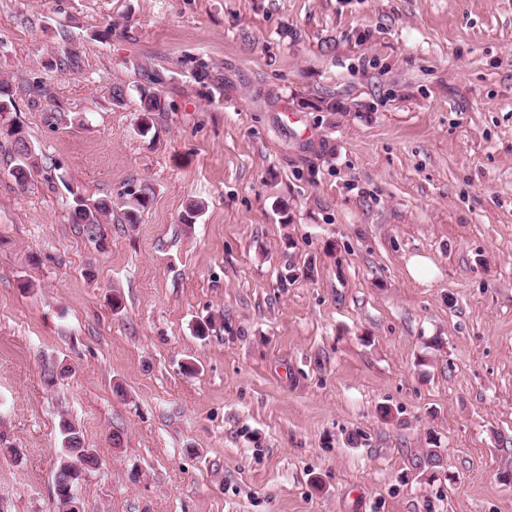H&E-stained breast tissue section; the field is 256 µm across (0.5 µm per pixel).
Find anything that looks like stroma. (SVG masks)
<instances>
[{"label":"stroma","mask_w":512,"mask_h":512,"mask_svg":"<svg viewBox=\"0 0 512 512\" xmlns=\"http://www.w3.org/2000/svg\"><path fill=\"white\" fill-rule=\"evenodd\" d=\"M0 80L5 512H60L63 414L83 512H512V0H0ZM144 83L139 87L140 118L138 123L139 134L147 136L154 125L153 115L166 112L167 105L160 94L159 86L164 84L165 78L159 72L150 69L143 74ZM0 133H6L10 138H13L14 144V168L12 175L17 184L24 186L31 176V170L38 167L37 154L33 148L30 147L29 141L18 124L10 123L7 125L1 124ZM20 135V137H17ZM146 188L140 189L138 192L127 193L128 198L123 199L117 205L123 210L124 219L129 224L138 223L139 214L145 210L150 203L149 193ZM72 198V217L77 224H89L90 229H93V224H102L108 216L112 215L114 205H112V198H101L92 203H86L83 197L80 201ZM57 428L63 449L53 474V491L62 505L75 499L72 490L80 481V473L98 468L99 457L96 449L86 446L82 431L70 419L60 417Z\"/></svg>","instance_id":"obj_1"}]
</instances>
